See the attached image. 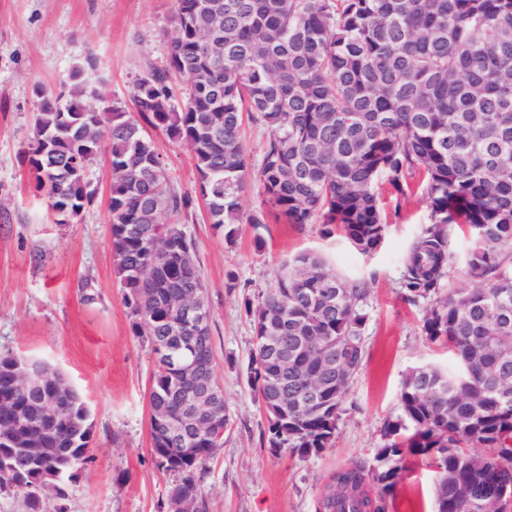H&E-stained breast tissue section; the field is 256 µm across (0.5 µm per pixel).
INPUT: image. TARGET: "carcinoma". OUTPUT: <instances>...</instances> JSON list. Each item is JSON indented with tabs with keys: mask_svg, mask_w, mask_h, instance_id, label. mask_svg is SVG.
Instances as JSON below:
<instances>
[{
	"mask_svg": "<svg viewBox=\"0 0 512 512\" xmlns=\"http://www.w3.org/2000/svg\"><path fill=\"white\" fill-rule=\"evenodd\" d=\"M162 37L164 64L136 80L130 112L89 82L91 59L71 68L58 93L41 94L24 161L56 223L68 224L94 203L87 170L107 149L114 270L132 329L156 359L149 431L158 466L174 476L168 499L208 512L200 478L224 447L227 421L211 326L192 346L180 317L186 297L210 311L197 245L163 222L185 215L194 199L172 185L148 127L191 152L207 219L229 242L237 225L265 224L271 214L289 224H337L368 256L387 230L379 180L397 199L421 180L429 225L408 253L405 287L430 300L425 336L446 345L457 368L426 364L405 374L374 464L338 473L323 508L385 512L412 457L448 474L433 486L434 512H482L487 491L512 495V390L489 372L476 377L495 359L512 371V0H174ZM246 119L269 134L256 162L242 137ZM254 183L261 202L245 211L241 196ZM452 225L466 228V265L485 287L439 291ZM363 295L305 252L247 305L249 381L271 450L309 456L331 447L364 356ZM265 336L286 337L288 371L265 350ZM303 336L335 345L341 385L333 375L303 387L315 366L300 348ZM177 342L201 367L200 384L219 392L218 422L189 435L187 457L155 421L168 410V390L186 381L182 364L161 356ZM21 362L0 356V463H14L27 512H65L67 483L89 459V412L55 371L41 388L22 387ZM49 391L56 414L46 419L39 402ZM472 445L489 453L473 455Z\"/></svg>",
	"mask_w": 512,
	"mask_h": 512,
	"instance_id": "1",
	"label": "carcinoma"
}]
</instances>
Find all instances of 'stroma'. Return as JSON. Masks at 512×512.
I'll return each instance as SVG.
<instances>
[{
	"instance_id": "1",
	"label": "stroma",
	"mask_w": 512,
	"mask_h": 512,
	"mask_svg": "<svg viewBox=\"0 0 512 512\" xmlns=\"http://www.w3.org/2000/svg\"><path fill=\"white\" fill-rule=\"evenodd\" d=\"M174 0H0V356L38 359L59 370L90 411V459L67 485V512H168L172 475L150 450L148 394L156 369L135 335L114 273L107 201L110 169L99 154L87 175L96 202L68 224L52 220L30 183L22 152L34 137L39 90L56 89L70 69L93 58L91 80L128 101L147 63L162 64L160 37ZM173 186L195 192L187 150L153 132ZM387 232L365 256L337 225L269 221L240 225L226 242L196 203L183 220L197 245L207 285L217 378L224 388V446L206 465L201 490L209 512H322L325 488L341 470L372 464L386 419L398 407L403 376L432 364L455 368L447 348L423 331L427 300L403 287L414 240L428 224L421 193L386 197ZM469 239L452 232L444 292L477 287L464 263ZM320 254L366 290L364 356L348 388L331 448L300 456L271 451L267 423L248 384L253 333L246 301L275 285L281 265ZM434 471L412 460L387 512H432Z\"/></svg>"
}]
</instances>
